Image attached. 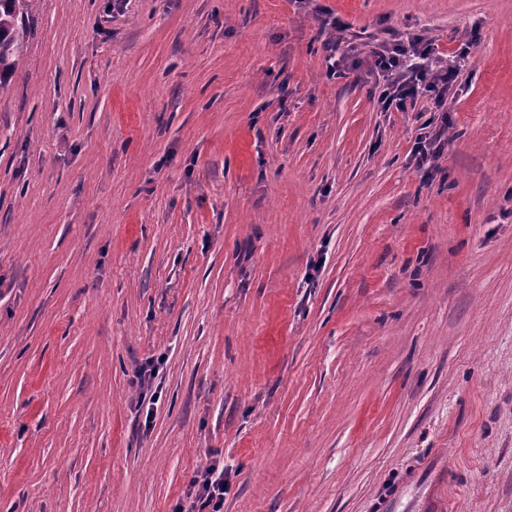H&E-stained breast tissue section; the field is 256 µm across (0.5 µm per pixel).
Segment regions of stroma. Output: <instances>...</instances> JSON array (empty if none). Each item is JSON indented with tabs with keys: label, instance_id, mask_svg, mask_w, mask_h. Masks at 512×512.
I'll return each instance as SVG.
<instances>
[{
	"label": "stroma",
	"instance_id": "stroma-1",
	"mask_svg": "<svg viewBox=\"0 0 512 512\" xmlns=\"http://www.w3.org/2000/svg\"><path fill=\"white\" fill-rule=\"evenodd\" d=\"M472 55L448 145L365 50ZM355 45L346 77L323 44ZM164 363L148 391L135 372ZM512 512V0H35L0 90V512ZM445 145H447V142H442L438 136L435 138L425 137L424 140L416 142L412 152H414L419 170H426L425 165H429L432 158L444 150ZM192 499L187 512H219L224 503V466L210 462L192 480Z\"/></svg>",
	"mask_w": 512,
	"mask_h": 512
}]
</instances>
